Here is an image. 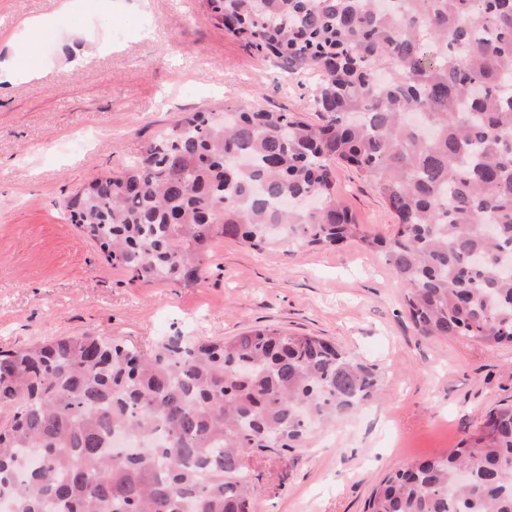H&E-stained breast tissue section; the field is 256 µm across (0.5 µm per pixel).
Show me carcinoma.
<instances>
[{
	"instance_id": "carcinoma-1",
	"label": "carcinoma",
	"mask_w": 512,
	"mask_h": 512,
	"mask_svg": "<svg viewBox=\"0 0 512 512\" xmlns=\"http://www.w3.org/2000/svg\"><path fill=\"white\" fill-rule=\"evenodd\" d=\"M287 72L323 123L239 107L185 113L71 197V222L129 282L191 286L218 237L255 250L384 252L422 336L512 343V0H205ZM396 221L371 236L332 163ZM381 375L320 336L254 328L143 349L93 333L0 351L9 512H256L248 461L305 448ZM463 470L468 481L460 482ZM365 512H512V405L444 456L400 467Z\"/></svg>"
}]
</instances>
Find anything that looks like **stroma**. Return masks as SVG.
Instances as JSON below:
<instances>
[{
	"label": "stroma",
	"mask_w": 512,
	"mask_h": 512,
	"mask_svg": "<svg viewBox=\"0 0 512 512\" xmlns=\"http://www.w3.org/2000/svg\"><path fill=\"white\" fill-rule=\"evenodd\" d=\"M0 0V348L93 331L145 348L164 336L219 339L252 328L327 338L377 365V397L291 456L250 459L258 512H364L401 465L448 454L488 410L512 403V345L420 335L384 256L257 251L217 239L193 286L130 283L71 224L65 199L120 171L194 109L252 105L320 122V77L289 74L214 26L204 0ZM45 17L35 32L27 17ZM41 49L30 58L28 45ZM89 133L91 143L71 145ZM362 228L395 220L372 184L336 166Z\"/></svg>",
	"instance_id": "35a3bbf8"
}]
</instances>
